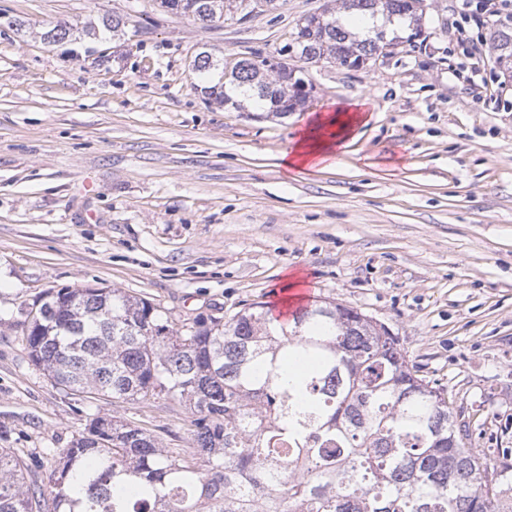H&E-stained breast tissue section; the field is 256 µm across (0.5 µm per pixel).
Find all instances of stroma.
<instances>
[{
  "mask_svg": "<svg viewBox=\"0 0 512 512\" xmlns=\"http://www.w3.org/2000/svg\"><path fill=\"white\" fill-rule=\"evenodd\" d=\"M325 0L200 29L159 0H0V431L28 454L67 447L93 416L191 445L160 399L87 401L30 362L20 321L49 290L119 288L175 322L272 308L292 275L379 320L469 424L468 447L512 467V74L500 25H453L429 0L426 49L367 68L291 67L314 92L279 118L205 94L191 62L281 48ZM117 15L133 41L42 34ZM362 120L336 167L279 164L333 105Z\"/></svg>",
  "mask_w": 512,
  "mask_h": 512,
  "instance_id": "35a3bbf8",
  "label": "stroma"
}]
</instances>
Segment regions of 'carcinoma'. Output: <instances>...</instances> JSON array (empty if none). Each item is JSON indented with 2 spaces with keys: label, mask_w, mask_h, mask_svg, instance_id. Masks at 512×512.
<instances>
[{
  "label": "carcinoma",
  "mask_w": 512,
  "mask_h": 512,
  "mask_svg": "<svg viewBox=\"0 0 512 512\" xmlns=\"http://www.w3.org/2000/svg\"><path fill=\"white\" fill-rule=\"evenodd\" d=\"M296 25L298 59L358 68L390 40L421 30L420 0H332ZM203 29L279 0H160ZM72 40L73 28L43 33ZM496 61L512 69V32ZM231 68L204 51L192 70L222 69L210 94L287 115L306 103L287 64ZM25 337L32 364L64 391L114 402L167 398L191 414L190 448L141 424L96 417L54 464L0 448V512H512V468L463 443L469 424L419 374L384 324L330 299L288 322L252 303L229 319L178 326L119 288L58 289Z\"/></svg>",
  "instance_id": "carcinoma-1"
}]
</instances>
